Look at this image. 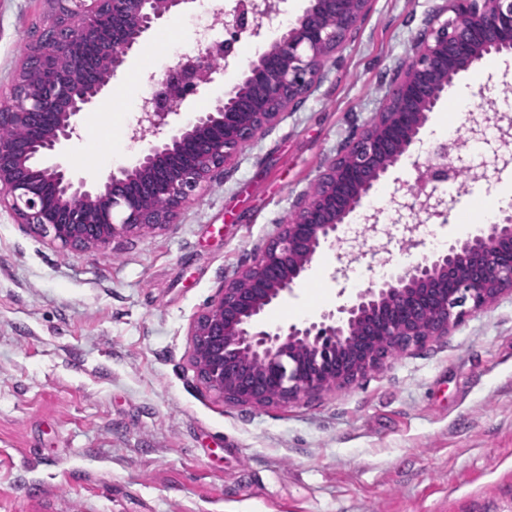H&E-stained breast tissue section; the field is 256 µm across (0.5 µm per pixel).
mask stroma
Returning <instances> with one entry per match:
<instances>
[{"mask_svg": "<svg viewBox=\"0 0 512 512\" xmlns=\"http://www.w3.org/2000/svg\"><path fill=\"white\" fill-rule=\"evenodd\" d=\"M197 5L166 16L128 56L65 150L100 180L131 165L113 114L135 121L166 67L196 56ZM50 0H0V95L23 47L47 26ZM452 13L448 0H370L307 96L242 147L176 222L64 247L0 208V512H512V294L466 314L445 336L367 370L350 385L289 403L225 402L197 375L191 326L225 281L313 192L349 142L384 111L415 38ZM241 60L188 98L172 125L212 108L256 60ZM512 57L457 78L409 157L364 201L384 212L388 249L415 215L412 166L443 136H465V112L501 97ZM483 169L418 231L416 256L464 239L461 218L512 189L493 145L453 155ZM317 257L271 325L312 320L382 279L367 255L337 274Z\"/></svg>", "mask_w": 512, "mask_h": 512, "instance_id": "obj_1", "label": "stroma"}]
</instances>
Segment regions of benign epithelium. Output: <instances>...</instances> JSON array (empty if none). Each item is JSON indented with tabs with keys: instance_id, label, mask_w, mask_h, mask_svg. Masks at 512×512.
<instances>
[{
	"instance_id": "obj_1",
	"label": "benign epithelium",
	"mask_w": 512,
	"mask_h": 512,
	"mask_svg": "<svg viewBox=\"0 0 512 512\" xmlns=\"http://www.w3.org/2000/svg\"><path fill=\"white\" fill-rule=\"evenodd\" d=\"M368 3L309 0L212 111L196 112L175 133L149 142L133 166L111 170L99 185L45 159L78 135L80 114L104 97L139 41L189 0H53L52 22L32 42L27 73L16 76L9 100L0 104V126L24 127L49 113L55 120L35 142L0 139V206L19 223L75 248L104 247L118 236L165 228L194 190L310 92ZM449 4L454 17L419 35L384 112L329 164L319 193L299 207L296 222L279 225L254 263L225 282L211 308L193 322L198 376L224 401L272 405L344 387L387 364L390 347L403 353L445 336L463 307L477 311L512 292V214L505 213L431 257L396 268L315 320L274 328L264 320L315 257L336 244L345 220L389 169L411 154L428 114L454 80L488 55H512V0ZM72 26L99 44V55L66 39ZM248 31L244 17L225 27L223 51ZM61 57L74 60L71 69H53ZM213 57L208 49L177 70L182 99L198 93L197 72ZM170 114L159 101L142 120L156 131ZM153 196L165 199L166 208H152Z\"/></svg>"
}]
</instances>
